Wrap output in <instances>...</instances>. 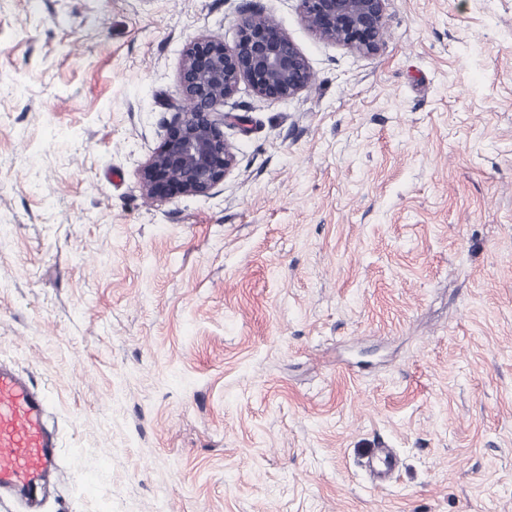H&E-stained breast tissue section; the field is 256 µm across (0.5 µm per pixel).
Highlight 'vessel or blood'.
I'll list each match as a JSON object with an SVG mask.
<instances>
[{"instance_id":"obj_1","label":"vessel or blood","mask_w":512,"mask_h":512,"mask_svg":"<svg viewBox=\"0 0 512 512\" xmlns=\"http://www.w3.org/2000/svg\"><path fill=\"white\" fill-rule=\"evenodd\" d=\"M58 439L48 401L14 368L0 364V495L16 492L26 512H38L35 492L58 468ZM397 459L380 450L370 464L377 481L395 470Z\"/></svg>"}]
</instances>
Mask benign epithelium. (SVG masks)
<instances>
[{
	"label": "benign epithelium",
	"mask_w": 512,
	"mask_h": 512,
	"mask_svg": "<svg viewBox=\"0 0 512 512\" xmlns=\"http://www.w3.org/2000/svg\"><path fill=\"white\" fill-rule=\"evenodd\" d=\"M387 0H300L301 19L318 39L370 54L381 45ZM237 40L203 37L187 48L180 85L187 112L175 113L161 146L142 173V188L152 197L172 193L204 195L224 182L236 164L224 138L230 116L221 111L240 81L260 95L286 99L305 90L312 79L307 58L287 33L251 4L237 20Z\"/></svg>",
	"instance_id": "obj_1"
}]
</instances>
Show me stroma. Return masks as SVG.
Returning a JSON list of instances; mask_svg holds the SVG:
<instances>
[{"instance_id":"stroma-1","label":"stroma","mask_w":512,"mask_h":512,"mask_svg":"<svg viewBox=\"0 0 512 512\" xmlns=\"http://www.w3.org/2000/svg\"><path fill=\"white\" fill-rule=\"evenodd\" d=\"M247 1L311 85L241 82L223 183L147 197L185 50ZM1 224L40 512H512V0H388L372 54L299 0H0ZM397 459L388 449H382L369 464L370 472L377 481H385L395 470Z\"/></svg>"}]
</instances>
